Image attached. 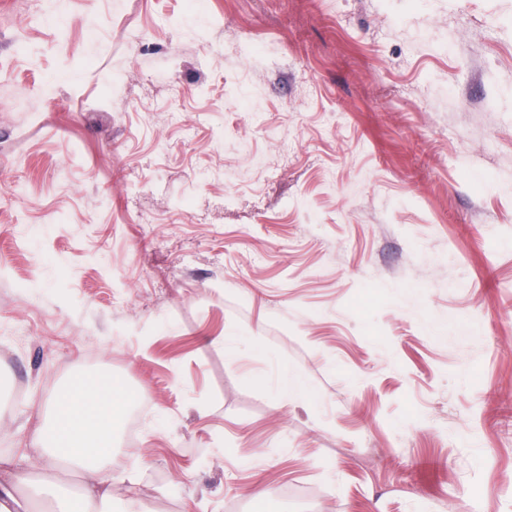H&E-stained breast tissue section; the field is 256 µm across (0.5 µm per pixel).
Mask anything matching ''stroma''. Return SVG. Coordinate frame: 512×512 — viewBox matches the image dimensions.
Masks as SVG:
<instances>
[{"mask_svg": "<svg viewBox=\"0 0 512 512\" xmlns=\"http://www.w3.org/2000/svg\"><path fill=\"white\" fill-rule=\"evenodd\" d=\"M0 17V454L103 373L114 512H512V0Z\"/></svg>", "mask_w": 512, "mask_h": 512, "instance_id": "1", "label": "stroma"}]
</instances>
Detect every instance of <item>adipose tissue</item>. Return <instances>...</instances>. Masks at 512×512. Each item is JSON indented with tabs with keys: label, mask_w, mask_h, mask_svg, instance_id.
<instances>
[{
	"label": "adipose tissue",
	"mask_w": 512,
	"mask_h": 512,
	"mask_svg": "<svg viewBox=\"0 0 512 512\" xmlns=\"http://www.w3.org/2000/svg\"><path fill=\"white\" fill-rule=\"evenodd\" d=\"M125 402L105 376L67 383L38 416L30 446L0 455V512H109L112 433ZM63 467L82 476L77 492L61 491Z\"/></svg>",
	"instance_id": "1"
}]
</instances>
